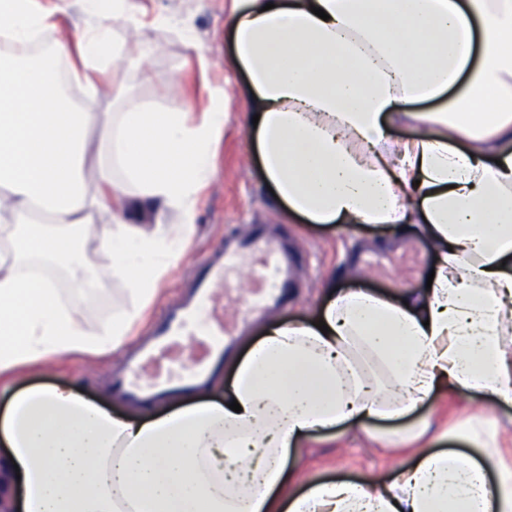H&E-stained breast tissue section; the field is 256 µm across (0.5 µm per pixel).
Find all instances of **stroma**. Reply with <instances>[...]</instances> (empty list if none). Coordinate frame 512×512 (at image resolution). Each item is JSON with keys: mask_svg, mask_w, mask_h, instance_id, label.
<instances>
[{"mask_svg": "<svg viewBox=\"0 0 512 512\" xmlns=\"http://www.w3.org/2000/svg\"><path fill=\"white\" fill-rule=\"evenodd\" d=\"M132 5L138 21L120 26L118 39L130 55L145 47L153 50L147 75L132 73L126 78L127 85L146 106L157 111L175 108L187 94L202 100L207 84L214 82L223 83L227 92L224 134L217 147L218 167L198 209L192 246L171 268L159 299L133 325L132 337L145 332L151 320L187 286V271L202 262L225 234L242 235L251 225H262L269 236L288 241L294 249L299 276L287 306L253 322L236 337L222 368L199 390L143 405L117 399L111 391V378L113 370L122 365L125 353L121 350L101 356L64 355L34 365L15 379L21 388L71 386L113 414L144 419L191 402L222 397L244 355L270 329L314 320L327 289L350 288L358 282L363 288L394 300L405 290L424 289L436 253L413 229L403 232L389 224H362L339 233L328 226L309 223L288 212L270 191L255 147L247 136L250 104L242 92L246 78L234 61L231 31L224 16L227 0H132ZM160 15L185 22L198 45L197 51H190L175 34L157 26L155 19ZM182 69L188 74V82L179 87L174 80ZM111 264L110 254L101 248L98 235L93 232L83 240L80 265L53 275L57 287L64 290L72 277L85 270L105 273L102 289L94 297H84L76 303L78 315L88 321L111 320L132 304L122 276L111 273ZM475 412L497 432L500 456L512 465V405L500 404L481 392L470 393L468 401L462 402L441 391L396 420L367 419L358 426L309 433L291 452L287 464L296 467L303 484L335 478L360 481L371 473L389 481L412 466L415 458L411 451L376 443L373 434L396 432L428 419L444 433L442 440L434 443V450L480 461L488 479L493 480L497 477L495 459L488 456L486 449L457 433Z\"/></svg>", "mask_w": 512, "mask_h": 512, "instance_id": "1", "label": "stroma"}]
</instances>
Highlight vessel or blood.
<instances>
[{
    "instance_id": "obj_1",
    "label": "vessel or blood",
    "mask_w": 512,
    "mask_h": 512,
    "mask_svg": "<svg viewBox=\"0 0 512 512\" xmlns=\"http://www.w3.org/2000/svg\"><path fill=\"white\" fill-rule=\"evenodd\" d=\"M247 256L253 260L250 314L271 313L283 305L295 272L288 249L258 228L239 238L223 241L210 258L194 270L190 292L171 306L164 318L152 323L155 347L146 348L116 382L124 396L148 402L162 392L196 389L203 374L223 362L228 338L235 333L234 327L224 323L223 288L228 271ZM191 332L205 339L194 368L164 377L149 375V368L158 362L157 351H169L178 338Z\"/></svg>"
}]
</instances>
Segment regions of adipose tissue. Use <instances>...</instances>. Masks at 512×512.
Segmentation results:
<instances>
[{
    "instance_id": "1",
    "label": "adipose tissue",
    "mask_w": 512,
    "mask_h": 512,
    "mask_svg": "<svg viewBox=\"0 0 512 512\" xmlns=\"http://www.w3.org/2000/svg\"><path fill=\"white\" fill-rule=\"evenodd\" d=\"M76 3L90 23L62 38ZM229 13L277 197L338 230L416 225L438 254L432 286L397 300L331 289L327 331L275 327L223 401L146 421L71 388L0 384L14 512H512V468L487 485L477 461L431 452L427 421L399 432L418 451L391 482L300 489L286 469L307 433L401 416L439 390L512 404V0H230ZM135 20L131 0H0V375L120 349L191 245L226 91L145 107L124 77L150 52L124 55L112 35ZM72 85L110 89L120 111L75 105ZM397 125L413 136L392 139ZM128 183L155 223L114 209ZM36 203L53 230L30 224ZM98 213L135 305L90 323L26 262L73 266Z\"/></svg>"
}]
</instances>
